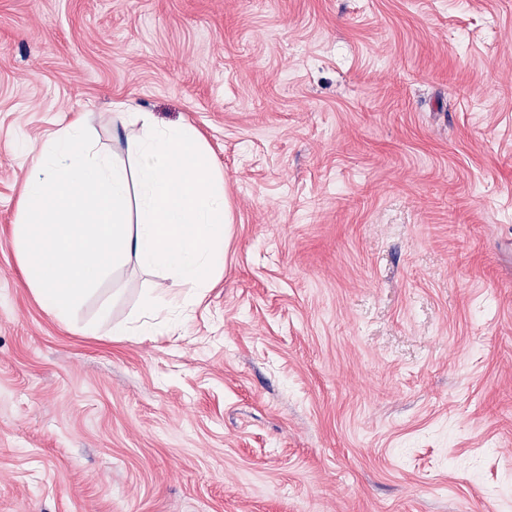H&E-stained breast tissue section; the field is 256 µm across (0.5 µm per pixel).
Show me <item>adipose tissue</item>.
I'll return each mask as SVG.
<instances>
[{
  "label": "adipose tissue",
  "instance_id": "adipose-tissue-1",
  "mask_svg": "<svg viewBox=\"0 0 512 512\" xmlns=\"http://www.w3.org/2000/svg\"><path fill=\"white\" fill-rule=\"evenodd\" d=\"M141 133L125 158L99 149L83 113L35 150L15 238L44 309L62 318L128 260L204 288L224 268V177L187 126L129 112Z\"/></svg>",
  "mask_w": 512,
  "mask_h": 512
}]
</instances>
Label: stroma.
Masks as SVG:
<instances>
[{
  "mask_svg": "<svg viewBox=\"0 0 512 512\" xmlns=\"http://www.w3.org/2000/svg\"><path fill=\"white\" fill-rule=\"evenodd\" d=\"M122 102L230 213L150 336L162 273L60 319L14 235ZM0 512H512V0H0Z\"/></svg>",
  "mask_w": 512,
  "mask_h": 512,
  "instance_id": "35a3bbf8",
  "label": "stroma"
}]
</instances>
